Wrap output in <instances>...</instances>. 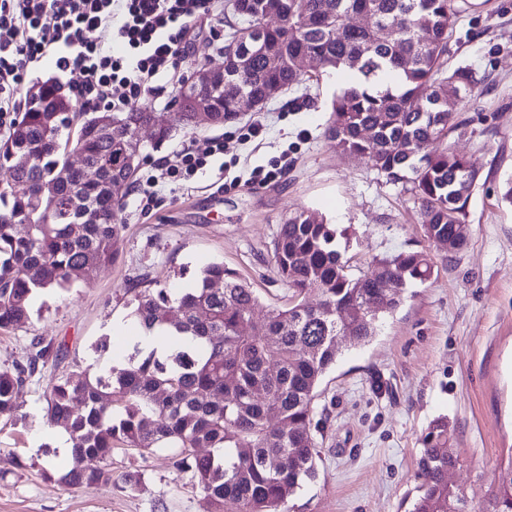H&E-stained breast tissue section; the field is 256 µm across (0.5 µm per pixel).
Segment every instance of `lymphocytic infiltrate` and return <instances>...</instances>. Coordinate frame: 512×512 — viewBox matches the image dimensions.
<instances>
[{"label":"lymphocytic infiltrate","mask_w":512,"mask_h":512,"mask_svg":"<svg viewBox=\"0 0 512 512\" xmlns=\"http://www.w3.org/2000/svg\"><path fill=\"white\" fill-rule=\"evenodd\" d=\"M221 0H0V129L13 128L31 64L49 58L79 74V111L141 103L155 79L186 54L193 21L215 16ZM96 32L88 40L87 32ZM224 142L188 146L161 165L174 181L203 169Z\"/></svg>","instance_id":"obj_1"}]
</instances>
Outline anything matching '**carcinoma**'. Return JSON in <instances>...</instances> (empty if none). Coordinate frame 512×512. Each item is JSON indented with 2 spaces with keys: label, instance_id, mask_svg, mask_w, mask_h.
<instances>
[{
  "label": "carcinoma",
  "instance_id": "cac0c4a2",
  "mask_svg": "<svg viewBox=\"0 0 512 512\" xmlns=\"http://www.w3.org/2000/svg\"><path fill=\"white\" fill-rule=\"evenodd\" d=\"M236 23L225 42L224 90L212 93L213 126L238 118L239 96L282 92L335 70L357 75L331 104L328 137L363 157L419 208L424 236L467 245L466 222L479 180L467 158L448 146L462 129L459 112L476 98L480 82L468 67L445 68L457 0H230ZM362 16L366 23L350 20ZM274 50L277 65L253 50L252 38ZM310 55L319 71L299 61ZM401 73L398 87L379 81ZM60 85L41 83L38 101L26 100L0 145V330L30 319L32 294L64 291L75 279L112 264L125 225L117 220L138 170L127 162L130 140L144 126L154 143L172 137L146 105L129 112H93L77 130V113L53 112ZM456 107L448 109V95ZM77 151L96 179L64 174ZM349 230L301 211L280 225L274 241L277 273L288 285V305L255 315L258 297L236 272L214 262L194 285L128 288L134 316L145 329L167 327L189 342L165 356L134 350L127 362L101 371L87 367L50 380L43 396L49 423L71 442L73 466L58 474L67 486L92 488L112 481V449L176 448L174 466L191 474L211 512H286L287 500L315 475L318 387L336 362V347L350 336L366 342L379 315L396 309L408 286L435 273L425 251L376 259L356 275L343 259ZM318 303L310 305L306 295ZM348 321L339 322L341 313ZM23 362L0 369V416H16L17 399L39 366L61 347L36 338ZM448 418L439 417L422 438L417 495L408 512H512V459L486 500L475 505L448 484L458 462L450 451ZM206 452L201 453L199 449ZM89 459L97 465H85Z\"/></svg>",
  "mask_w": 512,
  "mask_h": 512
}]
</instances>
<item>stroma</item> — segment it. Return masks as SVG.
<instances>
[{"label": "stroma", "instance_id": "35a3bbf8", "mask_svg": "<svg viewBox=\"0 0 512 512\" xmlns=\"http://www.w3.org/2000/svg\"><path fill=\"white\" fill-rule=\"evenodd\" d=\"M459 6L447 65L470 66L480 77L474 107L459 114L466 128L448 138L481 174L467 207V247L451 255L429 242L408 194L328 138L340 90L335 73L223 127L178 130L160 146L142 130L140 180L118 213L126 230L117 260L64 294L41 293L28 324L0 331V369L23 360L35 337L66 348L60 365H46L27 385L18 417L0 418V512H206L202 491L174 469L170 448L114 449L106 485L68 487L45 478L46 458L63 468L69 457L37 445L50 430L44 387L64 367L111 366V354L96 345L111 337L113 321H133L125 290L138 280L175 291L221 262L255 289L257 316L285 307L289 290L276 272L273 242L281 224L303 210L352 227V269L423 249L438 276L411 288L372 342L339 349L318 388L317 475L289 499L288 512H405L421 438L442 416L459 460L448 480L473 503L484 502L512 458V203L502 198L512 181V0ZM225 29L220 17L198 23L187 56L157 79L152 111L177 120L181 85L200 61L220 60L212 33ZM254 120L266 127L257 147L238 139L240 127ZM218 135L237 159L230 171L210 160L189 179L159 183L150 208H142L145 181L164 159ZM284 152L293 160L286 173L268 184L250 182L254 167H271Z\"/></svg>", "mask_w": 512, "mask_h": 512}]
</instances>
